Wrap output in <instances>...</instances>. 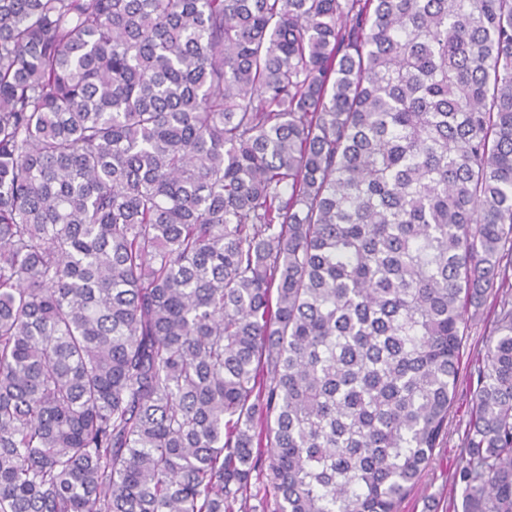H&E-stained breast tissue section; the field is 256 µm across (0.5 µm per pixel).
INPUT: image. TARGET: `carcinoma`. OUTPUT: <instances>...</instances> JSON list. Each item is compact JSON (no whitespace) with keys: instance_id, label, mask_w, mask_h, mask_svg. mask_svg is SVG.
I'll return each instance as SVG.
<instances>
[{"instance_id":"cac0c4a2","label":"carcinoma","mask_w":512,"mask_h":512,"mask_svg":"<svg viewBox=\"0 0 512 512\" xmlns=\"http://www.w3.org/2000/svg\"><path fill=\"white\" fill-rule=\"evenodd\" d=\"M511 271L512 0H0V512H399ZM268 480H269V477L267 476V469H266V467H264L263 471L260 474L256 475V473H254L253 479L251 481L252 485H251L250 492H251V494H258V499H253V497H252L249 500V505H258L259 504L258 500L265 493L264 489H266V492L268 494L267 499L264 500L263 507L262 506L257 507V512H263V510H262L263 508H264V512H275V510L277 509L276 501H275L274 497L270 493H268V487H267V485L269 484ZM265 495H266V493H265Z\"/></svg>"}]
</instances>
